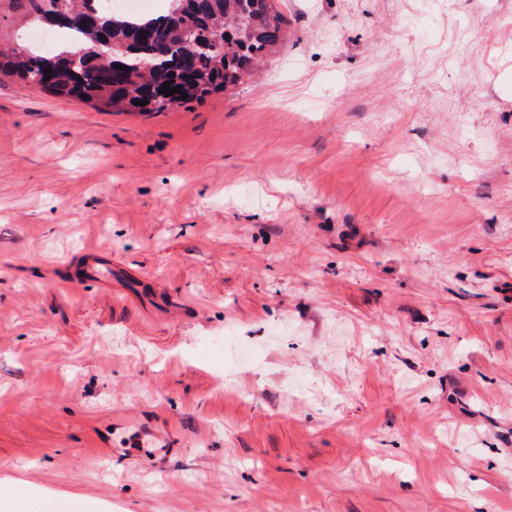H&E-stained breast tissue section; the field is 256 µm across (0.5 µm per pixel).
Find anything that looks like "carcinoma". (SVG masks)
I'll use <instances>...</instances> for the list:
<instances>
[{"instance_id": "obj_1", "label": "carcinoma", "mask_w": 512, "mask_h": 512, "mask_svg": "<svg viewBox=\"0 0 512 512\" xmlns=\"http://www.w3.org/2000/svg\"><path fill=\"white\" fill-rule=\"evenodd\" d=\"M29 28H40L44 13L56 7L76 16L96 13L98 26L65 28L71 40L49 50L24 54L0 48V75L58 97L90 103L105 112H165L200 102L244 82L284 38L286 19L274 0H168L166 13L134 16L107 6V0H0ZM178 16V22L171 20ZM229 34L218 49L212 35ZM112 39L106 59L86 58L70 70L62 56L72 46ZM129 57L125 70L115 67ZM53 70L45 79V69ZM181 88L161 92L165 82ZM146 100L145 106H136Z\"/></svg>"}]
</instances>
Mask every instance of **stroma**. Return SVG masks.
Returning <instances> with one entry per match:
<instances>
[{
  "label": "stroma",
  "mask_w": 512,
  "mask_h": 512,
  "mask_svg": "<svg viewBox=\"0 0 512 512\" xmlns=\"http://www.w3.org/2000/svg\"><path fill=\"white\" fill-rule=\"evenodd\" d=\"M277 7L201 104L0 81V512H512V0ZM81 264L80 280L100 285L112 283V263H102V255L96 251L86 252Z\"/></svg>",
  "instance_id": "obj_1"
}]
</instances>
